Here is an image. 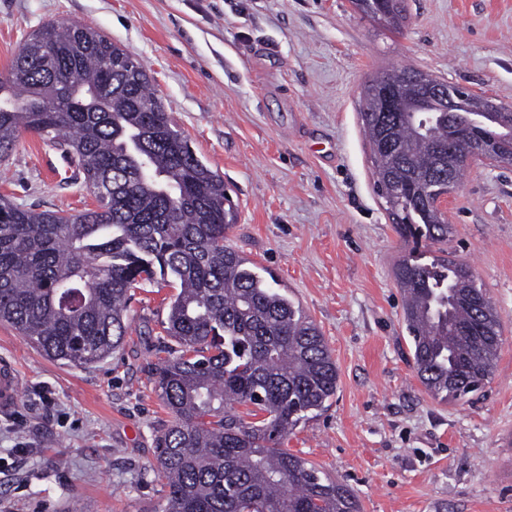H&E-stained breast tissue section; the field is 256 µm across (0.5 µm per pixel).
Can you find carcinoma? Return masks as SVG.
I'll return each instance as SVG.
<instances>
[{"label":"carcinoma","mask_w":512,"mask_h":512,"mask_svg":"<svg viewBox=\"0 0 512 512\" xmlns=\"http://www.w3.org/2000/svg\"><path fill=\"white\" fill-rule=\"evenodd\" d=\"M351 3L394 32L407 20L404 0ZM419 75L372 76L360 117L376 192L413 242L393 276L416 372L448 402L490 379L503 326L472 268L440 248L453 226L425 189L460 184L467 166L448 159V113ZM387 90L398 92L394 112L383 111ZM496 117L467 135L492 137ZM23 131L68 155L98 206L37 212L0 196V322L53 360L92 365L122 346L132 289L179 283L164 326L174 347L152 373L173 416L153 464L168 487L160 512H361L349 488L284 448L336 395V361L300 305L226 244L238 212L224 178L191 149L140 63L91 28L43 25L0 81V161Z\"/></svg>","instance_id":"obj_1"}]
</instances>
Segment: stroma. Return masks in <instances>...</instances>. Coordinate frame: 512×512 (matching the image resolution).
I'll use <instances>...</instances> for the list:
<instances>
[{"instance_id": "stroma-1", "label": "stroma", "mask_w": 512, "mask_h": 512, "mask_svg": "<svg viewBox=\"0 0 512 512\" xmlns=\"http://www.w3.org/2000/svg\"><path fill=\"white\" fill-rule=\"evenodd\" d=\"M401 32L350 0H0V79L47 22L100 31L152 76L192 149L224 178L228 242L314 321L336 361L331 406L289 452L347 484L363 512H512V167L477 162L448 197L453 258L501 315L491 379L455 402L420 382L392 274L409 246L377 195L359 112L368 77L401 66L512 105V0H406ZM0 195L94 208L48 139L20 133ZM175 285L132 289L123 346L83 368L0 323L18 403L0 412V512H159L152 469L172 417L151 380Z\"/></svg>"}]
</instances>
